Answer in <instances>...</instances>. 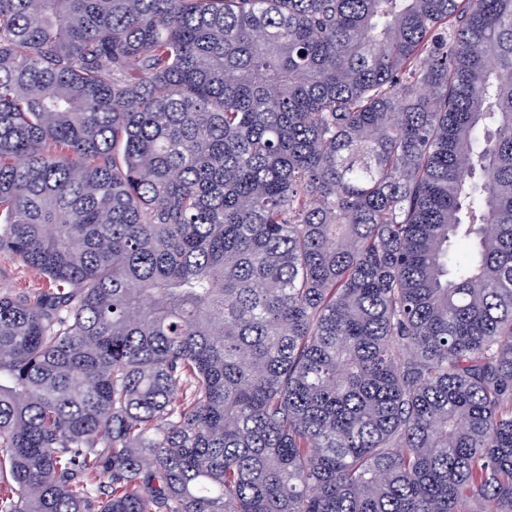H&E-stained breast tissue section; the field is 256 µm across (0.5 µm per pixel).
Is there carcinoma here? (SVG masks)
<instances>
[{"instance_id":"carcinoma-1","label":"carcinoma","mask_w":512,"mask_h":512,"mask_svg":"<svg viewBox=\"0 0 512 512\" xmlns=\"http://www.w3.org/2000/svg\"><path fill=\"white\" fill-rule=\"evenodd\" d=\"M0 512H512V0H0ZM47 283L41 273L26 267L9 252L0 251V290H23L34 295Z\"/></svg>"}]
</instances>
